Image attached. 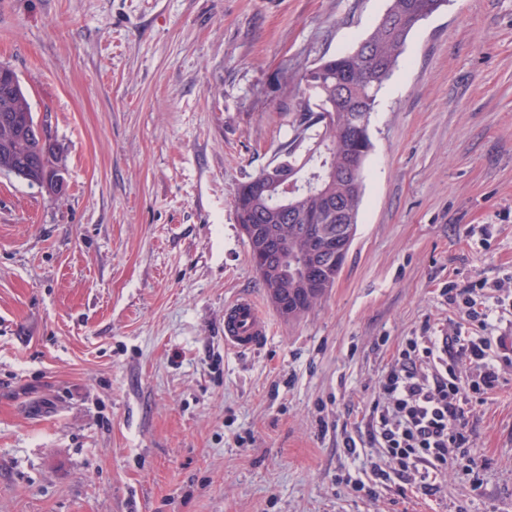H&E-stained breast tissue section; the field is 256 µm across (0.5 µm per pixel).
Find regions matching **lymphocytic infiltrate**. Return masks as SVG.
Masks as SVG:
<instances>
[{
  "instance_id": "lymphocytic-infiltrate-1",
  "label": "lymphocytic infiltrate",
  "mask_w": 512,
  "mask_h": 512,
  "mask_svg": "<svg viewBox=\"0 0 512 512\" xmlns=\"http://www.w3.org/2000/svg\"><path fill=\"white\" fill-rule=\"evenodd\" d=\"M507 361L488 336L407 337L364 416L367 442L381 451L370 464L377 482L395 476L429 490L448 468L474 470L456 454L470 443L467 412L499 388Z\"/></svg>"
}]
</instances>
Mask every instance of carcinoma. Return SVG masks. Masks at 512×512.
Returning <instances> with one entry per match:
<instances>
[{"label":"carcinoma","instance_id":"obj_1","mask_svg":"<svg viewBox=\"0 0 512 512\" xmlns=\"http://www.w3.org/2000/svg\"><path fill=\"white\" fill-rule=\"evenodd\" d=\"M447 0H389V5L376 22L373 31L364 39L341 53L321 59L306 69L302 80L308 95L300 98L295 108L293 134L280 157L300 166V171L315 178L314 190L296 197L293 210L297 216H320L321 223H346L351 215L353 226H358L359 203L364 189L363 172L354 177L343 175L355 157L365 162L373 143L371 133L354 130L341 132V126L357 112H374L377 96L393 76L405 52L410 33L416 27L413 18L422 13L428 17L438 12ZM336 102V126L325 124L323 108L328 100ZM15 110L22 111L23 122L34 120L28 93L19 77L0 84V117ZM27 169L23 180L54 195L63 169L57 151L43 153L36 140L19 145V155L7 156L0 152V172L12 174L13 169ZM251 180L242 182L234 198L238 201V221L241 224H270L292 243L295 257L305 255L311 242L296 234L295 225L279 220V211L265 196L250 193ZM342 205L341 212L322 208L324 198ZM265 290L279 289L287 300L300 293V282L293 276L276 275L262 280Z\"/></svg>","mask_w":512,"mask_h":512}]
</instances>
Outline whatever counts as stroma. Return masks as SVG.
Here are the masks:
<instances>
[{
    "instance_id": "obj_1",
    "label": "stroma",
    "mask_w": 512,
    "mask_h": 512,
    "mask_svg": "<svg viewBox=\"0 0 512 512\" xmlns=\"http://www.w3.org/2000/svg\"><path fill=\"white\" fill-rule=\"evenodd\" d=\"M387 0H0V63L65 167L0 174V512H512V366L468 414L477 467L374 491L348 456L448 291L512 304V0H448L378 97L334 286L279 317L233 195L292 136L302 75ZM495 282L502 291L492 290ZM268 318L224 344V308ZM268 324L255 302L239 298L225 307L224 343L236 352L253 349L266 336Z\"/></svg>"
}]
</instances>
